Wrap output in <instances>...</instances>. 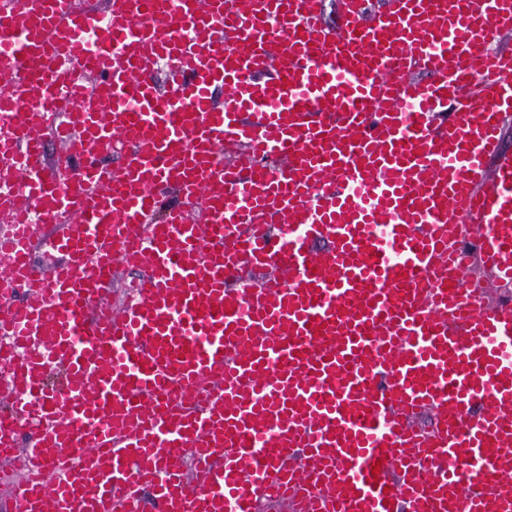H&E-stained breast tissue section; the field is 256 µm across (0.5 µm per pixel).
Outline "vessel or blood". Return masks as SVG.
<instances>
[{
    "label": "vessel or blood",
    "mask_w": 512,
    "mask_h": 512,
    "mask_svg": "<svg viewBox=\"0 0 512 512\" xmlns=\"http://www.w3.org/2000/svg\"><path fill=\"white\" fill-rule=\"evenodd\" d=\"M511 33L512 0H0L8 512H512V300L462 285L512 283Z\"/></svg>",
    "instance_id": "vessel-or-blood-1"
}]
</instances>
